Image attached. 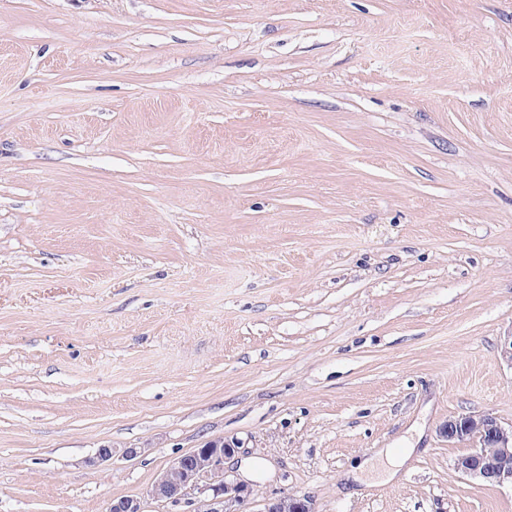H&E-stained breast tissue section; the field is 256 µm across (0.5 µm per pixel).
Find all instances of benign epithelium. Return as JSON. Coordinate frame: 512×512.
<instances>
[{
	"label": "benign epithelium",
	"mask_w": 512,
	"mask_h": 512,
	"mask_svg": "<svg viewBox=\"0 0 512 512\" xmlns=\"http://www.w3.org/2000/svg\"><path fill=\"white\" fill-rule=\"evenodd\" d=\"M450 443H465L470 451L457 458L462 475L489 484L512 485V424L490 412L454 417L440 427ZM237 443L209 440L201 447L173 459L149 490L159 503L184 507V512H251L249 484L230 477L224 467ZM107 512H145L138 498L112 500ZM261 512H316L313 499L287 495L269 499Z\"/></svg>",
	"instance_id": "1"
}]
</instances>
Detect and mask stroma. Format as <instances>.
<instances>
[{
    "mask_svg": "<svg viewBox=\"0 0 512 512\" xmlns=\"http://www.w3.org/2000/svg\"><path fill=\"white\" fill-rule=\"evenodd\" d=\"M511 329L512 0H0V512L221 438L253 512H512L438 432ZM415 448H402L396 450L386 448L381 458L375 460L363 459L359 460L356 465L347 473V487L350 481L353 483H362L366 477L376 476L378 480L384 483L397 480L400 468L404 462L410 457ZM261 512H316V510L311 497L289 494L267 500Z\"/></svg>",
    "mask_w": 512,
    "mask_h": 512,
    "instance_id": "1",
    "label": "stroma"
}]
</instances>
